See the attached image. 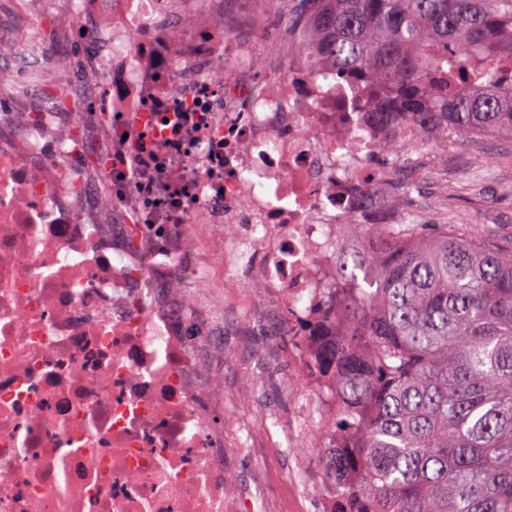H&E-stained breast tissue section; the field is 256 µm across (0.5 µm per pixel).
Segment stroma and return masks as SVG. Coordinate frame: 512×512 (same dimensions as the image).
Here are the masks:
<instances>
[{
  "label": "stroma",
  "instance_id": "stroma-1",
  "mask_svg": "<svg viewBox=\"0 0 512 512\" xmlns=\"http://www.w3.org/2000/svg\"><path fill=\"white\" fill-rule=\"evenodd\" d=\"M73 7L72 0H0V9L20 14V26L0 30L18 45L34 42L49 22ZM427 223L467 225L470 234L487 228L512 229V138L478 139L448 159H434L419 195ZM224 239L220 224L156 237L142 232L130 260L169 266L166 286L174 297L189 296L220 346L208 350L205 370L213 375L224 422V457L236 476V512H319L303 483H315L321 470L299 479L296 460L311 451L293 440L290 415L300 381L288 363L287 337L278 331L280 309L254 283L224 286Z\"/></svg>",
  "mask_w": 512,
  "mask_h": 512
}]
</instances>
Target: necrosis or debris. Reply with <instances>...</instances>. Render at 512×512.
I'll list each match as a JSON object with an SVG mask.
<instances>
[{
  "label": "necrosis or debris",
  "mask_w": 512,
  "mask_h": 512,
  "mask_svg": "<svg viewBox=\"0 0 512 512\" xmlns=\"http://www.w3.org/2000/svg\"><path fill=\"white\" fill-rule=\"evenodd\" d=\"M92 73H65L85 104L49 135L0 89V512H225L224 428L201 376L203 327L166 301L161 267L131 265L92 221L221 224L224 269L288 314L303 397L294 429L333 444L338 399L315 369L334 333V253L348 216L389 209V89L337 81L279 35L256 0H75ZM108 158L104 182L71 174ZM136 155L131 182L122 157Z\"/></svg>",
  "instance_id": "1"
}]
</instances>
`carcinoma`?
Here are the masks:
<instances>
[{"mask_svg": "<svg viewBox=\"0 0 512 512\" xmlns=\"http://www.w3.org/2000/svg\"><path fill=\"white\" fill-rule=\"evenodd\" d=\"M295 48L392 89L375 112L431 150L512 136V0H279ZM475 85L466 95L454 87ZM57 108L43 93L30 121ZM336 249V332L317 371L341 404L319 450L334 512H512V236L352 216Z\"/></svg>", "mask_w": 512, "mask_h": 512, "instance_id": "1", "label": "carcinoma"}]
</instances>
